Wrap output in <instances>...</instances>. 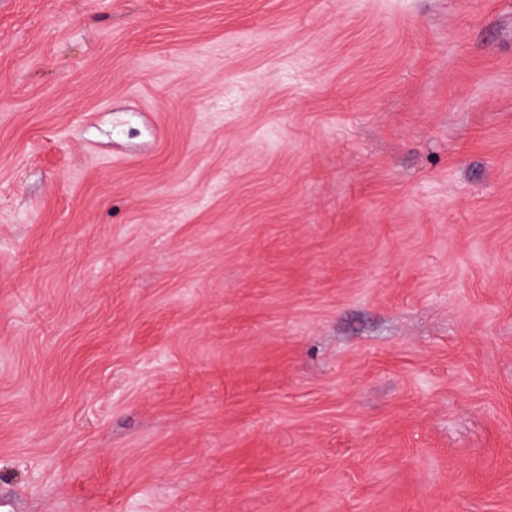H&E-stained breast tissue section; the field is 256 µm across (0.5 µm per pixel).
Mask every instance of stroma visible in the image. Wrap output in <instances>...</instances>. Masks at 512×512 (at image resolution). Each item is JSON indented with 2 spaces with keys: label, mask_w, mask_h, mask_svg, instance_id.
<instances>
[{
  "label": "stroma",
  "mask_w": 512,
  "mask_h": 512,
  "mask_svg": "<svg viewBox=\"0 0 512 512\" xmlns=\"http://www.w3.org/2000/svg\"><path fill=\"white\" fill-rule=\"evenodd\" d=\"M13 512H512V0H0Z\"/></svg>",
  "instance_id": "obj_1"
}]
</instances>
